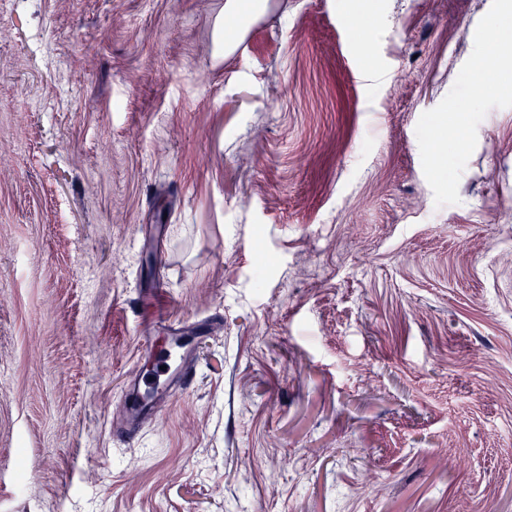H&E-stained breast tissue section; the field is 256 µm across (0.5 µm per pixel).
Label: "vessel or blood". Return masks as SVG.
Here are the masks:
<instances>
[{"label": "vessel or blood", "mask_w": 512, "mask_h": 512, "mask_svg": "<svg viewBox=\"0 0 512 512\" xmlns=\"http://www.w3.org/2000/svg\"><path fill=\"white\" fill-rule=\"evenodd\" d=\"M174 354H163L156 368L148 376L131 381L126 389L127 425L138 429L157 415L164 400L185 386L196 362L194 349L182 337L181 329H174L171 338Z\"/></svg>", "instance_id": "vessel-or-blood-1"}]
</instances>
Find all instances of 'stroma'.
<instances>
[{
    "label": "stroma",
    "instance_id": "stroma-1",
    "mask_svg": "<svg viewBox=\"0 0 512 512\" xmlns=\"http://www.w3.org/2000/svg\"><path fill=\"white\" fill-rule=\"evenodd\" d=\"M11 2L0 512H512V0ZM267 3L268 1L263 0H226L224 2V15L235 16L240 20L234 32L224 34L225 55L230 56L234 53L249 24L263 13ZM174 336H170L175 353H164L156 360L155 368L148 376L131 381L126 389L128 408L127 425L129 430L138 429L144 422L157 415L158 409L164 400L185 386L190 378L192 368L196 362L194 349L183 341L180 327L172 329ZM166 366V369H160Z\"/></svg>",
    "mask_w": 512,
    "mask_h": 512
}]
</instances>
